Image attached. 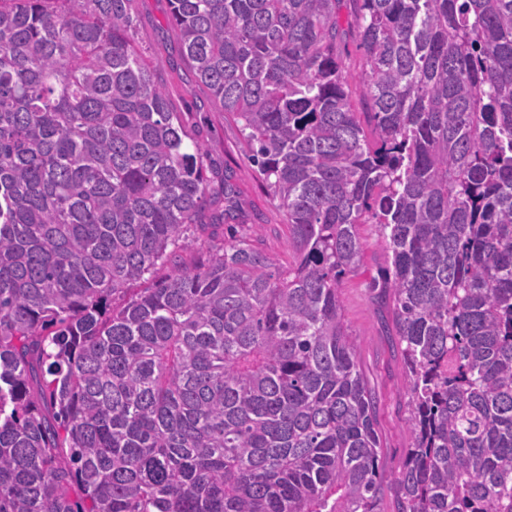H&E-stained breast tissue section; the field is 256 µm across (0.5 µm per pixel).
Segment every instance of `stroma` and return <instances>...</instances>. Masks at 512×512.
I'll use <instances>...</instances> for the list:
<instances>
[{
  "label": "stroma",
  "instance_id": "obj_1",
  "mask_svg": "<svg viewBox=\"0 0 512 512\" xmlns=\"http://www.w3.org/2000/svg\"><path fill=\"white\" fill-rule=\"evenodd\" d=\"M133 7L137 18L134 39L148 53L172 103L182 112L189 138L204 144L218 174H230L255 242L278 260L289 261L288 226L258 182L237 125L216 110L208 91L195 83L179 51L178 31L168 20L169 0H133ZM358 232L363 243L362 262L345 279L340 299L344 320L358 339V364L377 397L383 508L385 512H396L395 479L411 446L408 398L403 389L401 358L387 331L392 305L382 301L371 288L387 265V253L377 225H360Z\"/></svg>",
  "mask_w": 512,
  "mask_h": 512
}]
</instances>
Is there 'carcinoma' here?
Listing matches in <instances>:
<instances>
[{
    "instance_id": "1",
    "label": "carcinoma",
    "mask_w": 512,
    "mask_h": 512,
    "mask_svg": "<svg viewBox=\"0 0 512 512\" xmlns=\"http://www.w3.org/2000/svg\"><path fill=\"white\" fill-rule=\"evenodd\" d=\"M171 21L293 259L245 224L192 247L214 199L243 207L133 0H0V512H382L340 300L360 224L408 395L397 512H512V0H171ZM350 13L349 4L347 8L343 7L340 12V21L346 29V38L340 45V52L346 65L350 67L351 72L359 73L363 64V50L359 48L357 41L351 36L353 26L348 27V23L352 20V16L349 15Z\"/></svg>"
}]
</instances>
